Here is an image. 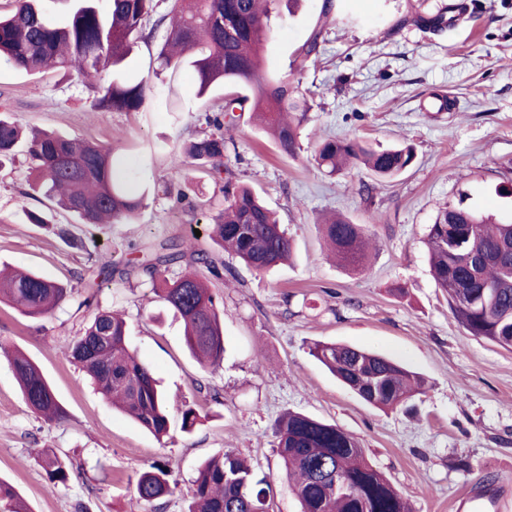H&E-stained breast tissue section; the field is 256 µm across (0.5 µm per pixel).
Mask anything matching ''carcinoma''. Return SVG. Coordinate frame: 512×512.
Listing matches in <instances>:
<instances>
[{
  "mask_svg": "<svg viewBox=\"0 0 512 512\" xmlns=\"http://www.w3.org/2000/svg\"><path fill=\"white\" fill-rule=\"evenodd\" d=\"M56 0H14L0 16V65L27 72L53 68L85 79L111 78L95 97L103 116L138 112L152 94L150 79L131 81L121 67L132 54L152 0H67L64 17L48 16ZM275 0H172L158 23L167 26L160 66L192 69L197 95L215 86L226 93L213 131L189 142L184 157L221 178L224 156L233 140L224 127L233 113L249 111L260 119L279 150L299 156V130L310 106L300 81L268 78L262 55L269 39ZM27 141L35 187L83 224H117L142 205L130 167L114 151L97 142L59 132L25 133L17 120L0 118V160L12 157L20 140ZM329 174L364 167L381 179L404 173L414 160L413 147L375 149L356 138L327 139L314 157ZM323 238L336 262L358 271L368 259L369 230L333 213L322 224ZM209 238L222 251L256 272L287 262L293 243L274 212L249 186L224 184V208L212 215ZM426 246L436 286L466 333L512 349V224L494 223L461 204L439 210L429 227ZM184 270L168 273L174 266ZM206 269L223 277L224 262L212 251L188 240H167L139 264L102 269V282L114 272L147 279L159 300L184 325V342L204 368L216 370L224 358L222 308L207 281ZM67 286L32 271L0 273V301L21 314L42 318L66 300ZM71 359L89 377L98 393L157 439L169 431L164 394L150 367L128 345L126 320L110 309H96L81 333L65 345ZM28 406L47 421H60L64 409L40 366L19 350H3ZM315 359L365 403L395 410L425 393L427 379L381 354L336 343H316ZM282 460L300 512H411L404 495L365 458L361 441L335 424L297 412H286L273 426ZM42 465L50 492L69 480L72 462L46 452ZM137 497L154 503L172 495L168 471L152 465L136 480ZM270 485L257 480L238 454L227 451L207 460L190 489L189 512H269ZM0 512H32L28 501L10 483L0 480Z\"/></svg>",
  "mask_w": 512,
  "mask_h": 512,
  "instance_id": "carcinoma-1",
  "label": "carcinoma"
}]
</instances>
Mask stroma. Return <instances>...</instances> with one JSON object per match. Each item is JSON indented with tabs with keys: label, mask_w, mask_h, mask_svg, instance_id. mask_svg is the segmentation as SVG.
<instances>
[{
	"label": "stroma",
	"mask_w": 512,
	"mask_h": 512,
	"mask_svg": "<svg viewBox=\"0 0 512 512\" xmlns=\"http://www.w3.org/2000/svg\"><path fill=\"white\" fill-rule=\"evenodd\" d=\"M155 2L124 68L131 80H151L140 111L105 116L92 106L94 82L0 66V115L112 147L145 195L134 223L95 229L30 193L23 148L0 169V265L70 287L46 318L0 304V343L40 365L65 411L53 422L34 414L0 359V479L33 512H188L199 466L231 449L270 483V512H300L273 434L275 420L296 411L357 437L412 512H453L457 496L488 481L512 512V351L466 334L431 277L425 246L448 203L512 220V0H466L465 16L438 32L417 20L449 0H278L265 56L274 75L300 77L310 105L301 152L288 158L244 115L224 162L277 212L296 258L256 272L225 257L232 273L213 283L224 302L225 353L212 372L191 357L182 321L150 283L116 278L102 286L97 278L102 267L140 261L168 239L194 236L211 248L202 204L224 206L223 181L182 155L186 142L209 132L224 90L197 96L189 68H159L166 30L156 17L169 2ZM317 29V59L301 60L299 48ZM435 94L451 98L452 110L425 111ZM327 137L408 144L416 158L391 181L363 168L331 175L314 161ZM30 210L45 213L47 225L28 223ZM326 211L369 226L373 250L361 271L326 258L317 222ZM57 224L68 225L71 240L55 234ZM90 296L124 312L132 348L170 397L163 440L114 410L67 356L65 343L91 316ZM316 342L382 353L430 386L411 414L368 406L311 356ZM185 405L199 414L189 433L181 429ZM43 448L73 462L69 482L53 493L38 458ZM155 462L169 466L176 490L147 504L135 483Z\"/></svg>",
	"instance_id": "1"
}]
</instances>
